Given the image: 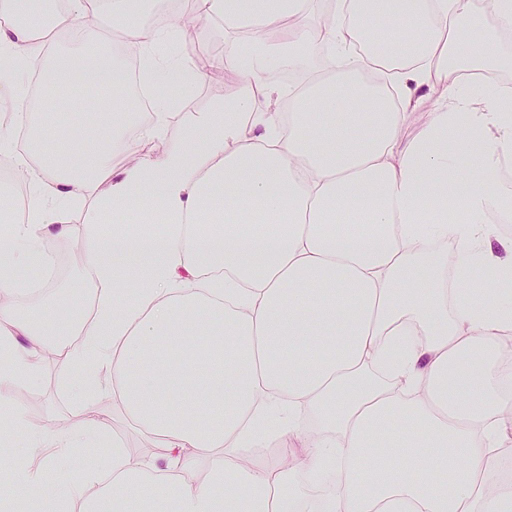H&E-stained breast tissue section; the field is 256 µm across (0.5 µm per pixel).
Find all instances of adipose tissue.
Returning <instances> with one entry per match:
<instances>
[{"instance_id": "1", "label": "adipose tissue", "mask_w": 512, "mask_h": 512, "mask_svg": "<svg viewBox=\"0 0 512 512\" xmlns=\"http://www.w3.org/2000/svg\"><path fill=\"white\" fill-rule=\"evenodd\" d=\"M50 4L0 0V114L28 130L23 154L0 136L25 189L0 235V349L10 353L0 427L24 424L10 392L36 379L34 358L50 348L73 368L66 386L83 421L50 441L32 434L28 453L53 447L58 471L92 439H111L112 454L77 483L2 455L14 474L7 494L48 490L72 512H512V482L492 467L512 422L496 354L512 334V238L497 227L512 220V188L497 179L512 154V89L483 78L512 68L499 42L512 32V0H493V32L475 0H195L237 41L225 54L237 89L128 167L112 155L136 141L111 104L71 156L47 140L80 122V110L65 125L55 111L73 74L118 71L110 42L74 40L76 19L136 17L143 0ZM177 37L129 35L153 88L151 138L167 135L176 110L164 87L207 78L191 57L160 53ZM320 46L323 72L307 66ZM43 59L49 95L34 109L14 73ZM277 62L299 83H265ZM370 64L385 68L392 96L361 80ZM436 87L442 96L422 110ZM88 198L114 226L70 223ZM448 240L452 263L436 249ZM61 241L88 249L92 313L67 319L44 290L31 318L13 271L46 262ZM90 361L111 385L80 375ZM101 393L111 410L95 408ZM116 414L159 455L132 461L108 436ZM267 439L302 448L297 466L322 473L319 495L291 493L279 464L220 458L209 488L198 486L200 449L236 457ZM428 470L448 482L422 481Z\"/></svg>"}]
</instances>
